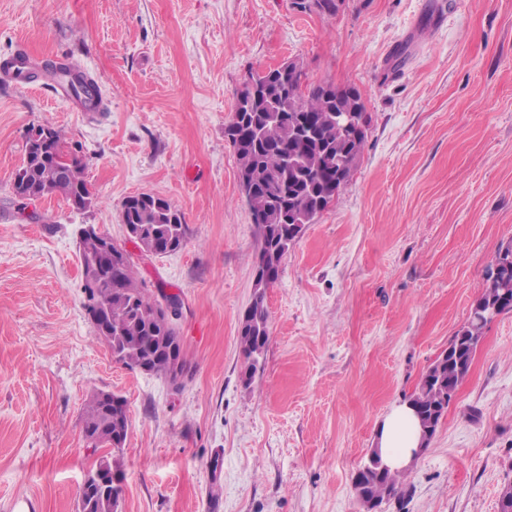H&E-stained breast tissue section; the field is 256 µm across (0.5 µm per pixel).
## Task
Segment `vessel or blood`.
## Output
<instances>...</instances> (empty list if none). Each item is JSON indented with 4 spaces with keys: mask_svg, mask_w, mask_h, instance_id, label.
Segmentation results:
<instances>
[{
    "mask_svg": "<svg viewBox=\"0 0 512 512\" xmlns=\"http://www.w3.org/2000/svg\"><path fill=\"white\" fill-rule=\"evenodd\" d=\"M0 77L9 79L18 86L33 89L39 84L50 85L55 96L68 104L71 111H84L85 105L71 89L64 71L45 72L42 64L29 51L22 50L0 60Z\"/></svg>",
    "mask_w": 512,
    "mask_h": 512,
    "instance_id": "1",
    "label": "vessel or blood"
}]
</instances>
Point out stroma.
<instances>
[{"mask_svg":"<svg viewBox=\"0 0 512 512\" xmlns=\"http://www.w3.org/2000/svg\"><path fill=\"white\" fill-rule=\"evenodd\" d=\"M407 46L401 71L390 58ZM67 56L103 109L0 81V512H77L97 456L83 439L98 391L123 397L112 461L119 512H362L352 482L387 411L467 321L512 243V0H0V56ZM299 59L307 82L359 88L361 162L305 225L265 292L263 368L243 383L239 319L260 247L224 134L248 73ZM61 130L97 195L21 201L31 127ZM181 210L185 245L138 254L123 200ZM133 254L178 295L181 387L116 363L84 309L78 230ZM384 512H498L512 482V311ZM341 6L344 0H294L293 4L295 8L300 12H311L316 10L319 14L327 17H333L339 11V3Z\"/></svg>","mask_w":512,"mask_h":512,"instance_id":"1","label":"stroma"}]
</instances>
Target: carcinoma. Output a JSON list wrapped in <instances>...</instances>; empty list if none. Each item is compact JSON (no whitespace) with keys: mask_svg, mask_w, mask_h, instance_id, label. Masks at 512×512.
Wrapping results in <instances>:
<instances>
[{"mask_svg":"<svg viewBox=\"0 0 512 512\" xmlns=\"http://www.w3.org/2000/svg\"><path fill=\"white\" fill-rule=\"evenodd\" d=\"M344 0H293L300 12L312 10L333 17ZM71 85L78 96L99 100L100 86L79 74ZM368 116L359 89L351 84H308L290 72L268 68L251 72L236 93L234 112L225 126L238 160L239 178L249 189L248 204L260 237L259 256L268 260L265 277L256 279L255 297L239 321V346L243 357L242 375L251 380L261 365L270 337L269 312L264 304L265 289L279 277L283 257L305 225L311 224L336 199L357 169L367 142ZM54 153L46 157L25 143V156L15 174L36 198L60 195L76 210L89 208L95 201L86 181L83 163L64 149L58 130H51ZM122 224L131 233L129 240L140 250L155 242L178 250L185 245L186 224L182 212L168 200L141 193L128 196L121 205ZM100 240H80L82 265L95 260L99 269L95 282H84L86 314L106 318L112 336L94 326L112 358L134 369L152 362L151 372L164 375L167 358L156 354L160 345L182 351L171 319L160 307V300L173 301L159 288H149L137 279L132 255L112 243V257L99 253ZM494 272L477 301L484 305L499 302L503 294L512 297V250L497 253ZM485 321L470 310L466 323L457 331L443 352L422 375L408 402L415 408L425 440L434 435L445 416L453 393L469 374L475 354L484 339ZM121 404L123 425L115 434L110 410L102 393L90 396L83 418V433L96 440L93 450L110 447L112 437L125 442L128 433L126 402ZM376 462L355 474L353 489L366 510L391 499H401L406 491L404 474L381 467ZM121 489L102 491L87 485L81 489L79 512H116Z\"/></svg>","mask_w":512,"mask_h":512,"instance_id":"1","label":"carcinoma"}]
</instances>
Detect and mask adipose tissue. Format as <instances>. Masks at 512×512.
<instances>
[{"instance_id": "adipose-tissue-1", "label": "adipose tissue", "mask_w": 512, "mask_h": 512, "mask_svg": "<svg viewBox=\"0 0 512 512\" xmlns=\"http://www.w3.org/2000/svg\"><path fill=\"white\" fill-rule=\"evenodd\" d=\"M422 444L421 430L409 404L392 406L376 432L375 446L383 461L394 469L406 468Z\"/></svg>"}]
</instances>
